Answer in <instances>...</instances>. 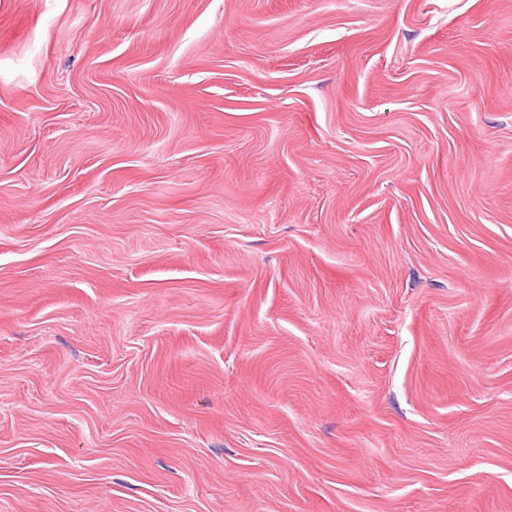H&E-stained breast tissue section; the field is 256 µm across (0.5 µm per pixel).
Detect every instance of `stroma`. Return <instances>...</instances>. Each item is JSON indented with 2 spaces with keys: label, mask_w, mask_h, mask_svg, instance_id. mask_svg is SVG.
I'll return each instance as SVG.
<instances>
[{
  "label": "stroma",
  "mask_w": 512,
  "mask_h": 512,
  "mask_svg": "<svg viewBox=\"0 0 512 512\" xmlns=\"http://www.w3.org/2000/svg\"><path fill=\"white\" fill-rule=\"evenodd\" d=\"M0 512H512V0H0Z\"/></svg>",
  "instance_id": "obj_1"
}]
</instances>
